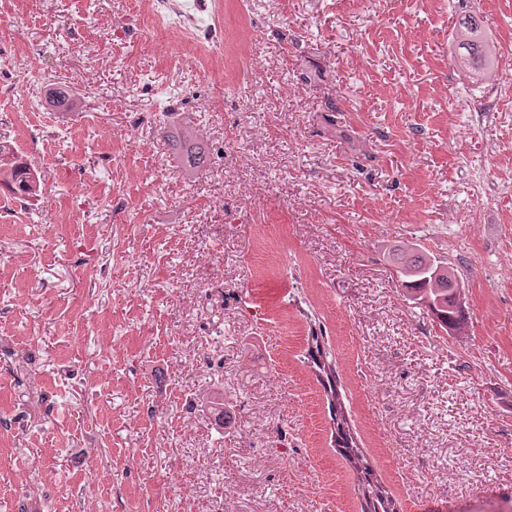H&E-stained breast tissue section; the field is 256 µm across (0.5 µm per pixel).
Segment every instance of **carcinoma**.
Segmentation results:
<instances>
[{
    "mask_svg": "<svg viewBox=\"0 0 512 512\" xmlns=\"http://www.w3.org/2000/svg\"><path fill=\"white\" fill-rule=\"evenodd\" d=\"M452 43L455 64L473 80H494L499 77V46L485 31L479 16L462 18L453 31ZM164 134L183 148L188 166L204 162V152L185 135L170 128ZM0 184L32 198L39 196L42 191L37 172L6 142L0 144ZM392 260L397 265L401 286L409 299L423 305L440 328L447 332L456 331L467 323V312L459 295L460 279L448 262L420 250L397 252ZM307 360L329 400L336 446L359 475L364 512H397L396 502L389 490L372 478L373 471L352 433L349 414L338 392L334 364L327 360L321 341L315 335L311 336L307 348Z\"/></svg>",
    "mask_w": 512,
    "mask_h": 512,
    "instance_id": "1",
    "label": "carcinoma"
}]
</instances>
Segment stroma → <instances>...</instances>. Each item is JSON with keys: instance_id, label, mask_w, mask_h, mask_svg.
<instances>
[{"instance_id": "stroma-1", "label": "stroma", "mask_w": 512, "mask_h": 512, "mask_svg": "<svg viewBox=\"0 0 512 512\" xmlns=\"http://www.w3.org/2000/svg\"><path fill=\"white\" fill-rule=\"evenodd\" d=\"M204 6L0 0V142L45 182L0 186V512H361L312 333L399 512H512V0ZM469 13L495 83L452 64ZM416 246L463 330L405 297ZM150 5L152 13H173L189 27H200L203 22L201 2L197 0H151ZM163 134L172 142L179 144L180 147L185 151V155L187 158L188 166L195 167L200 163L204 162V152L201 151L200 147H197L195 144L191 143L182 132H178L176 130H172L167 128V130L163 131ZM392 256L407 296L423 305L440 328L457 331L467 323V312L459 295L460 279L448 262L420 250L401 251Z\"/></svg>"}]
</instances>
